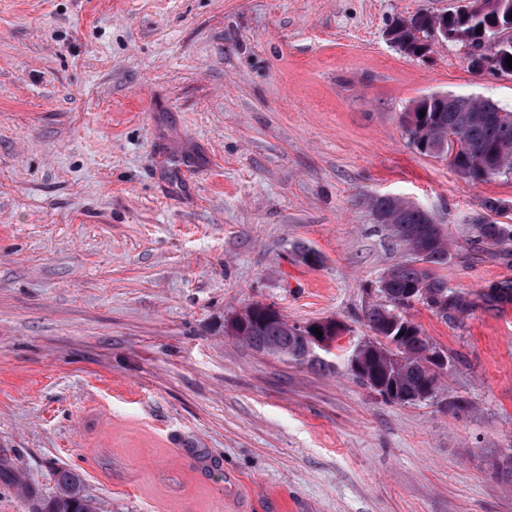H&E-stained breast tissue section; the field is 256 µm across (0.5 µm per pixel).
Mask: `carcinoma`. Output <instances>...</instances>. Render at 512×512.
<instances>
[{"mask_svg":"<svg viewBox=\"0 0 512 512\" xmlns=\"http://www.w3.org/2000/svg\"><path fill=\"white\" fill-rule=\"evenodd\" d=\"M512 0H471V9L440 15L418 13L392 24L396 43L418 56L428 50L431 31L448 26L453 43L464 48L467 58L483 51L493 53L490 72L512 75L506 57L512 56ZM500 107L478 97L432 93L417 100L402 117L404 134L420 154L448 161L458 174L474 183L495 174L512 172V112L501 116ZM424 115H419V112ZM372 212L387 218L392 238L411 255L393 265L374 288L376 300L362 311L366 326L379 345H389L401 355L399 366H388L381 353L360 350L361 370L350 372L363 384L374 377L391 384L396 393H430L438 390V375L432 372L429 353L436 346L407 316L419 301L444 317L463 309L461 296L446 279L430 271L448 263L451 240L434 217L417 204L397 196L362 197ZM474 244L512 245V224L483 221L470 224ZM308 325L290 324L277 310L261 303L251 306L235 332L237 339L259 352L267 347L279 351L278 359L300 366L324 369L328 364L320 350L311 347ZM39 512H99L85 492L81 475L69 468L55 471V491L38 499Z\"/></svg>","mask_w":512,"mask_h":512,"instance_id":"cac0c4a2","label":"carcinoma"}]
</instances>
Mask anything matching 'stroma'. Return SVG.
Instances as JSON below:
<instances>
[{
	"mask_svg": "<svg viewBox=\"0 0 512 512\" xmlns=\"http://www.w3.org/2000/svg\"><path fill=\"white\" fill-rule=\"evenodd\" d=\"M449 4L0 0V512L59 467L103 512H512V251L467 226L489 200L512 223V174L469 182L402 128L436 92L512 111V75L386 38ZM374 195L453 240L463 311H408L448 356L415 404L347 371L407 258ZM257 301L342 323L329 369L226 336Z\"/></svg>",
	"mask_w": 512,
	"mask_h": 512,
	"instance_id": "stroma-1",
	"label": "stroma"
}]
</instances>
